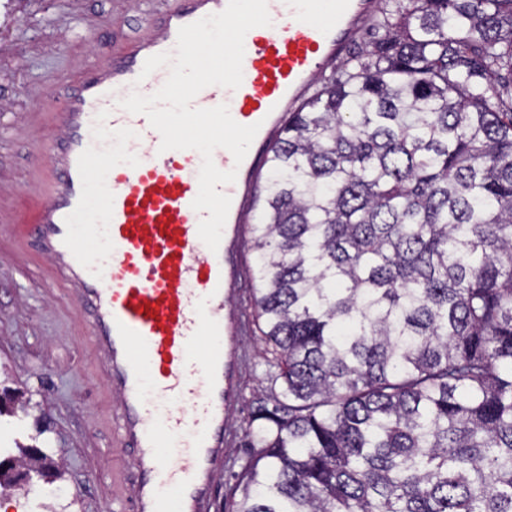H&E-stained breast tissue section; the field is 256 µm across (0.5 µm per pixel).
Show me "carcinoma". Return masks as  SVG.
I'll list each match as a JSON object with an SVG mask.
<instances>
[{
    "mask_svg": "<svg viewBox=\"0 0 512 512\" xmlns=\"http://www.w3.org/2000/svg\"><path fill=\"white\" fill-rule=\"evenodd\" d=\"M382 3L258 186L230 512H512V0Z\"/></svg>",
    "mask_w": 512,
    "mask_h": 512,
    "instance_id": "carcinoma-1",
    "label": "carcinoma"
}]
</instances>
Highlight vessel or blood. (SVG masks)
<instances>
[{"instance_id": "vessel-or-blood-1", "label": "vessel or blood", "mask_w": 512, "mask_h": 512, "mask_svg": "<svg viewBox=\"0 0 512 512\" xmlns=\"http://www.w3.org/2000/svg\"><path fill=\"white\" fill-rule=\"evenodd\" d=\"M227 3L181 0L152 19L148 35L82 74L47 146L46 184L31 219L55 282L92 327L118 400L114 441L127 454L130 512H205L211 501L245 334L242 316L229 309L245 272L244 205L287 113L375 7L374 0H267L271 23L245 36L240 87L211 85L193 99V107L224 104L239 124L260 126L242 163L230 151L213 153L217 168L237 172L220 187L231 206L213 251L192 206L201 154L161 151L148 118L119 102L159 90L169 69L142 76L146 59L174 52L180 27ZM105 159V177L93 179Z\"/></svg>"}]
</instances>
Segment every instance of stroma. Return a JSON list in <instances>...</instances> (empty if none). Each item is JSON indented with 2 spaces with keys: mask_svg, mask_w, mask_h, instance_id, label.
Returning a JSON list of instances; mask_svg holds the SVG:
<instances>
[{
  "mask_svg": "<svg viewBox=\"0 0 512 512\" xmlns=\"http://www.w3.org/2000/svg\"><path fill=\"white\" fill-rule=\"evenodd\" d=\"M178 0H0V389L26 410L0 414L8 456L37 446L63 462V476L34 477L0 500V512H116L125 454L112 437L113 396L90 327L49 275L48 260L14 240L19 207L38 190L33 167L56 135L61 107L80 75L150 30L151 16ZM234 303L246 319L231 409L230 446L211 512H224L245 454L249 402L267 384L251 288Z\"/></svg>",
  "mask_w": 512,
  "mask_h": 512,
  "instance_id": "obj_1",
  "label": "stroma"
}]
</instances>
